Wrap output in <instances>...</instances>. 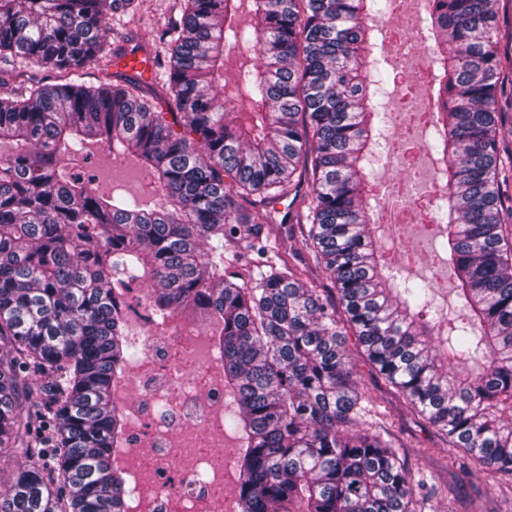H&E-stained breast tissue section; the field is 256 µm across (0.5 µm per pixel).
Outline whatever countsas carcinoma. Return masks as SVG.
<instances>
[{
  "mask_svg": "<svg viewBox=\"0 0 512 512\" xmlns=\"http://www.w3.org/2000/svg\"><path fill=\"white\" fill-rule=\"evenodd\" d=\"M500 0H429L427 148L453 299L387 254L373 192L391 138L380 0H182L155 56L165 94L112 76L107 20L136 0H0V512H128L116 386L136 354L125 295L157 322L202 317L224 362L238 512H421L426 482L346 347L469 463L512 476V55ZM93 65L95 83L81 80ZM232 81L249 110L224 97ZM102 148L149 205L73 168ZM302 254L273 238L275 206Z\"/></svg>",
  "mask_w": 512,
  "mask_h": 512,
  "instance_id": "cac0c4a2",
  "label": "carcinoma"
}]
</instances>
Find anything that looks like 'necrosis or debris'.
Instances as JSON below:
<instances>
[{"instance_id": "necrosis-or-debris-1", "label": "necrosis or debris", "mask_w": 512, "mask_h": 512, "mask_svg": "<svg viewBox=\"0 0 512 512\" xmlns=\"http://www.w3.org/2000/svg\"><path fill=\"white\" fill-rule=\"evenodd\" d=\"M410 0H399L398 38L392 48L408 66L409 85L423 88L431 52ZM430 170L397 183L380 213L383 224L406 223L423 206ZM127 338L139 351L119 383L116 400L125 417L120 450L134 489L129 512H224V367L210 330L155 321L140 288L129 291Z\"/></svg>"}]
</instances>
